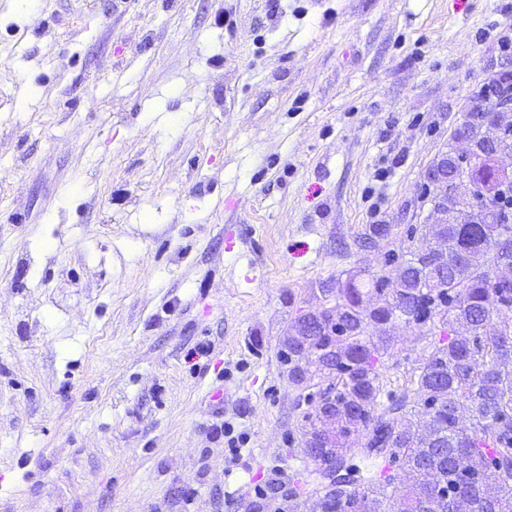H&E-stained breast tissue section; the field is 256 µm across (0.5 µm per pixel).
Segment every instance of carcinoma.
<instances>
[{
    "label": "carcinoma",
    "instance_id": "carcinoma-1",
    "mask_svg": "<svg viewBox=\"0 0 512 512\" xmlns=\"http://www.w3.org/2000/svg\"><path fill=\"white\" fill-rule=\"evenodd\" d=\"M473 97L471 199L436 203L427 235L441 250L409 253L393 275L354 274L321 289L327 305L284 340L288 378L327 384L329 403L302 413L344 488L321 512H512V222L495 199L512 189V113ZM498 129L484 139L485 122ZM427 325L431 346L403 392L384 391L387 325ZM361 457L375 469L362 471Z\"/></svg>",
    "mask_w": 512,
    "mask_h": 512
}]
</instances>
